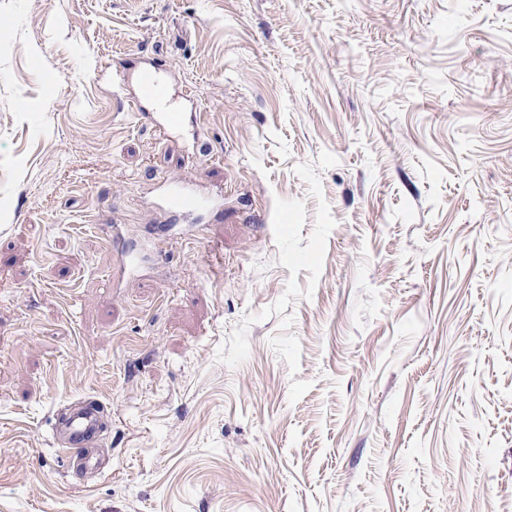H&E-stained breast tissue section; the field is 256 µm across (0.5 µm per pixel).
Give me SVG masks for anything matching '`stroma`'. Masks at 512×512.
<instances>
[{
  "instance_id": "35a3bbf8",
  "label": "stroma",
  "mask_w": 512,
  "mask_h": 512,
  "mask_svg": "<svg viewBox=\"0 0 512 512\" xmlns=\"http://www.w3.org/2000/svg\"><path fill=\"white\" fill-rule=\"evenodd\" d=\"M0 512H512V0H0ZM166 85L149 69L140 72L135 99L136 112H150L144 109L143 103L162 107L154 124L164 130H179L184 125V115L180 108L167 102ZM211 203L210 198L181 182L168 184L162 196V206L174 214H195L209 208ZM100 429L97 407L80 405L66 416L56 428L55 434L60 439L63 455L67 460L73 459L79 448H87L95 440Z\"/></svg>"
}]
</instances>
